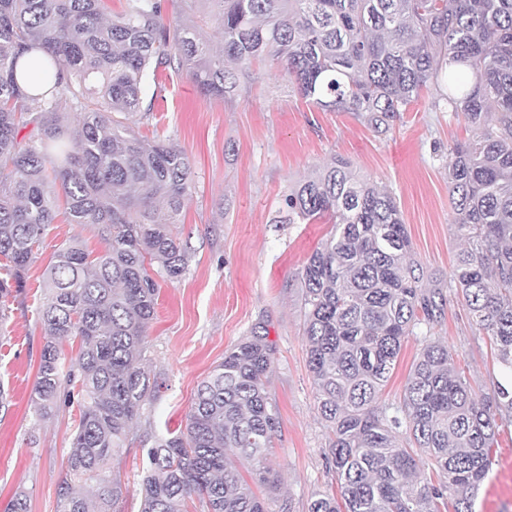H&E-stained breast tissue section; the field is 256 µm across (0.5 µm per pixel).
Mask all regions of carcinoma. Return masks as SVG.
I'll use <instances>...</instances> for the list:
<instances>
[{
    "mask_svg": "<svg viewBox=\"0 0 512 512\" xmlns=\"http://www.w3.org/2000/svg\"><path fill=\"white\" fill-rule=\"evenodd\" d=\"M218 23L216 50L193 16L164 0H126L108 19L105 0H0V322L12 289L58 216L94 224L107 243L90 257L58 249L37 309L46 342L32 405L37 422L78 411L69 478L57 512H111L137 417L162 384L145 371L156 312L155 276L181 277L187 245L172 224L193 170L169 139L146 143L165 80L186 74L223 100L270 56L318 109L356 112L379 129L433 89L471 135L448 150L453 226L465 242L448 287L512 375V0H188ZM37 64L45 88L25 87ZM26 134H21L22 130ZM288 223L335 218L298 275L303 339L317 409L328 423L326 469L336 486L307 512H474L500 424L512 423V381L473 397L465 371L431 330L444 313L392 193L342 158L323 162L284 198ZM422 347L402 399L382 400L408 336ZM79 340L75 358L58 347ZM275 348L267 330L224 353L197 386L185 429L145 435L140 512H270L237 463L273 488L267 466L280 427L268 390ZM427 457L436 476L420 467ZM88 483L92 496L77 490Z\"/></svg>",
    "mask_w": 512,
    "mask_h": 512,
    "instance_id": "1",
    "label": "carcinoma"
}]
</instances>
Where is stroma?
<instances>
[{
	"mask_svg": "<svg viewBox=\"0 0 512 512\" xmlns=\"http://www.w3.org/2000/svg\"><path fill=\"white\" fill-rule=\"evenodd\" d=\"M250 71L224 101L203 97L188 77L173 78L157 112L135 127L145 141L172 139L194 172L178 218L190 245L189 266L179 279L159 280L148 329L147 367L163 386L153 413L138 420L135 431L184 428L197 384L253 327H266L276 348L268 387L280 415L268 465L279 482L258 493L272 512H306L312 493L330 488L334 476L325 467L328 430L308 370L297 275L331 225L324 218L286 222L284 198L323 161L342 157L396 196L415 260L448 280L460 245L448 149L467 138L469 128L425 92L378 131L357 113L309 104L277 61L254 62ZM74 241L93 256L106 247L92 225L58 218L0 326V380L10 390V406L0 411V512L20 487L29 494V512H56V489L67 474L75 415L66 409L35 423L31 396L45 342L36 313L45 269L58 248ZM432 334L465 368L476 394L489 392L502 370L461 294L448 293ZM143 457L135 444L113 459L122 491L112 512H140Z\"/></svg>",
	"mask_w": 512,
	"mask_h": 512,
	"instance_id": "stroma-1",
	"label": "stroma"
}]
</instances>
